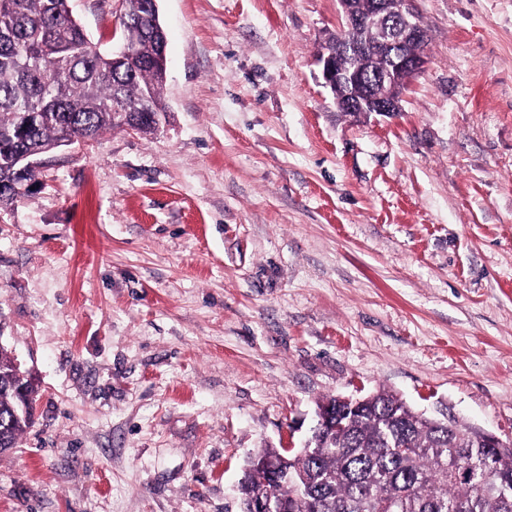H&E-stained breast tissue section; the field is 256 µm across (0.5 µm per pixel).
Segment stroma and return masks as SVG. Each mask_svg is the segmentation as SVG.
I'll return each instance as SVG.
<instances>
[{"mask_svg":"<svg viewBox=\"0 0 512 512\" xmlns=\"http://www.w3.org/2000/svg\"><path fill=\"white\" fill-rule=\"evenodd\" d=\"M158 129L46 155L0 209V341L36 379L0 512H240L325 396L512 441V0H414L399 112L339 111V0H159ZM100 48L118 0H73Z\"/></svg>","mask_w":512,"mask_h":512,"instance_id":"stroma-1","label":"stroma"}]
</instances>
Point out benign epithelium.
<instances>
[{
	"mask_svg": "<svg viewBox=\"0 0 512 512\" xmlns=\"http://www.w3.org/2000/svg\"><path fill=\"white\" fill-rule=\"evenodd\" d=\"M348 2L340 0L344 14V23L338 34L341 44L334 48L327 46L319 55L324 84L334 89L363 82L360 60L366 49L361 42L349 39V35L362 29L371 19L377 23V51L385 57L387 65L363 96L346 94L336 100V106L339 111L350 114L398 112L403 92L426 68V31L410 8L411 0H371L369 10L365 12L349 6ZM410 44L418 46L413 53L405 51ZM343 52L353 61V69L349 71L342 70L339 65V56Z\"/></svg>",
	"mask_w": 512,
	"mask_h": 512,
	"instance_id": "obj_1",
	"label": "benign epithelium"
}]
</instances>
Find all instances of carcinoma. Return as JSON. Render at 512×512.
<instances>
[{
	"instance_id": "cac0c4a2",
	"label": "carcinoma",
	"mask_w": 512,
	"mask_h": 512,
	"mask_svg": "<svg viewBox=\"0 0 512 512\" xmlns=\"http://www.w3.org/2000/svg\"><path fill=\"white\" fill-rule=\"evenodd\" d=\"M149 0H127L135 54L115 60L88 40L71 0H0V208L16 202L10 184L21 179L18 157L50 152L71 139H94L137 121L150 133L161 112L167 38ZM35 401L33 377L0 347V449L16 447L30 418L5 421L21 399ZM322 405L340 426L317 436L301 456L265 448L270 460L298 482L294 491L261 468L241 485V512L261 500L287 512H512V445L493 448L453 421L443 427L380 390L351 408L331 397Z\"/></svg>"
}]
</instances>
